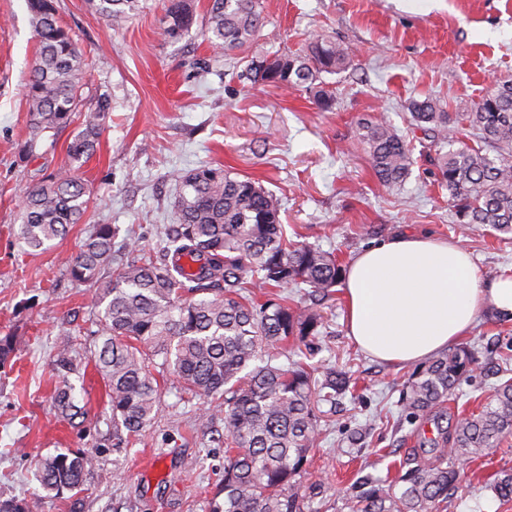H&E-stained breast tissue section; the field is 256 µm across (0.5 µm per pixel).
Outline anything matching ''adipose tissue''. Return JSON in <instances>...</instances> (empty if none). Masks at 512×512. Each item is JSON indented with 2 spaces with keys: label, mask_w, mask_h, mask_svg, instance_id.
I'll return each instance as SVG.
<instances>
[{
  "label": "adipose tissue",
  "mask_w": 512,
  "mask_h": 512,
  "mask_svg": "<svg viewBox=\"0 0 512 512\" xmlns=\"http://www.w3.org/2000/svg\"><path fill=\"white\" fill-rule=\"evenodd\" d=\"M343 290L348 336L393 365L447 350L486 305L512 322V273L482 276L457 240L407 234L364 249L350 260Z\"/></svg>",
  "instance_id": "1"
}]
</instances>
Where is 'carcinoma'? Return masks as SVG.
<instances>
[{
	"label": "carcinoma",
	"instance_id": "cac0c4a2",
	"mask_svg": "<svg viewBox=\"0 0 512 512\" xmlns=\"http://www.w3.org/2000/svg\"><path fill=\"white\" fill-rule=\"evenodd\" d=\"M137 0H89L107 22H119ZM37 34L36 57L26 84L28 136L22 158L37 155L47 134L75 121L87 63L73 36L60 24L54 0H28ZM210 47L242 49L261 22L259 0H209L203 17ZM194 22L192 0H167L161 28L177 41ZM350 62L338 42L313 36L301 55H275L250 64L257 81L314 91L318 108L335 105L316 88L321 74ZM110 109L108 99L84 113L81 130L68 146L71 163L89 158L99 145ZM412 121L438 148L434 166L448 186L461 224H485L512 233V81L497 84L479 100L452 114L431 98L408 103ZM465 120L479 138L497 149L491 156L461 142L456 125ZM361 142L374 175L387 186L402 185L413 160L406 138L384 118L359 123ZM178 223L156 229L161 248L141 255L138 240L116 243L118 227L97 224L79 253L66 263L70 280L93 283L95 335L102 338L92 359L106 381L112 407V448L120 452L149 425L160 408L157 377L174 376L192 394L213 398L224 408V484L209 512H311L314 489L297 483L317 440L313 395L328 402L345 390L334 370L316 383L299 362L278 363L280 348L319 335L320 317L299 313L284 298L261 302L252 289L312 288L325 297L345 269L330 253L288 242L279 199L250 178L238 179L220 167L173 174ZM84 185L71 170H59L27 193L18 237L33 250H46L80 224L89 208ZM73 344L58 341L54 369L61 379L55 402L63 420L84 417L69 376L78 372ZM473 358L458 349L417 372L409 382L408 406L433 418L438 436L426 438L406 457L404 486L395 495L382 483L358 479L348 489L352 512H432L459 479L453 458L478 457L512 435V379L497 386L476 414L442 425L439 410L470 371ZM93 458L60 452L43 459L36 480L48 495H77ZM492 488L512 501V473ZM28 499L0 501V512H33Z\"/></svg>",
	"mask_w": 512,
	"mask_h": 512
}]
</instances>
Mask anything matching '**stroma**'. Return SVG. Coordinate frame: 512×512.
<instances>
[{
	"label": "stroma",
	"mask_w": 512,
	"mask_h": 512,
	"mask_svg": "<svg viewBox=\"0 0 512 512\" xmlns=\"http://www.w3.org/2000/svg\"><path fill=\"white\" fill-rule=\"evenodd\" d=\"M55 2L88 63L81 111L102 97L111 110L97 152L76 170L91 199L84 223L52 250L27 248L16 235L22 202L33 185L68 165L79 127L19 160L37 39L27 0H0V336L16 341L12 366L0 370V496H32L38 460L72 449L93 457L80 512H208L224 480L223 413L168 377L156 418L130 450L113 452L105 382L90 360L95 286L73 285L64 260L97 224L117 225L143 252H158L157 227L177 221L172 174L207 165L258 179L279 198L289 241L333 253L340 263L397 235L429 234L459 240L484 276L512 272V234L457 224L430 162L434 149L415 141L407 109L410 99L432 97L453 112L512 80V0H261L251 54L302 52L314 32L348 48L350 65L321 77L336 97L329 112L315 106L312 93L246 79L238 53L214 52L204 38L207 0H194L196 20L176 42L160 35L165 0H139V10L115 25L87 0ZM373 114L415 142L403 187L380 185L370 169L358 124ZM308 293L288 288L283 295L320 314L321 334L288 358L316 376L345 372L349 383L335 403H319L317 445L299 482L320 486L318 512H350L349 483L365 475L397 479L408 452L437 430L402 406L412 368L374 360L349 339L342 287L319 303ZM63 332L81 364L70 377L86 410L77 428L53 407ZM458 345L473 351L476 367L448 398L453 419L479 412L501 381L500 368L512 370V322L484 309ZM457 466L461 482L433 512H512V502L491 487L496 473L512 471V436Z\"/></svg>",
	"instance_id": "obj_1"
}]
</instances>
